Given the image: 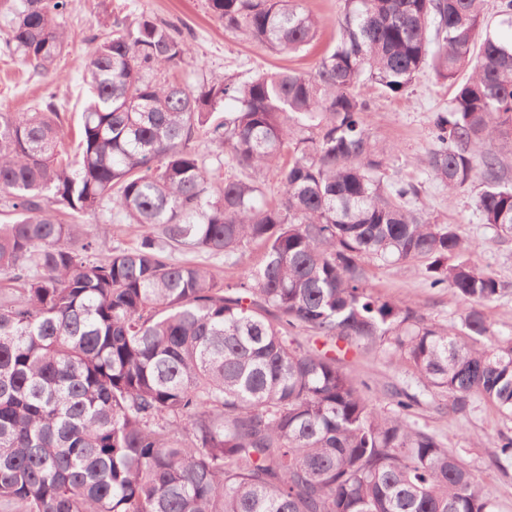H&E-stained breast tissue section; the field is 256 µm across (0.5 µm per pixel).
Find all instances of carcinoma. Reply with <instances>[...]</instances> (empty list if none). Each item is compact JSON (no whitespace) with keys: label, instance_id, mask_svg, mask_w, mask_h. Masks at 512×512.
Instances as JSON below:
<instances>
[{"label":"carcinoma","instance_id":"cac0c4a2","mask_svg":"<svg viewBox=\"0 0 512 512\" xmlns=\"http://www.w3.org/2000/svg\"><path fill=\"white\" fill-rule=\"evenodd\" d=\"M224 30L275 53L318 39L303 0H207ZM486 0H344L336 45L309 72L197 89L187 37L114 18L92 45L76 157L50 95L0 112V505L8 512H494L452 448L411 421L417 396L376 407L342 347L378 346L462 414L512 415V339L481 309L499 282L453 224L384 178L391 145L366 128L361 87L408 93L424 69L454 87L425 165L452 195L478 185L481 221L512 237V42ZM4 55L45 77L67 44L69 0H0ZM237 104L228 116L224 101ZM227 150L244 179L193 148ZM277 166V201H259ZM106 208L158 232L107 249ZM261 250L225 282L166 248ZM419 262L465 305L464 331L369 291L364 260ZM303 329L313 344L294 345Z\"/></svg>","mask_w":512,"mask_h":512}]
</instances>
